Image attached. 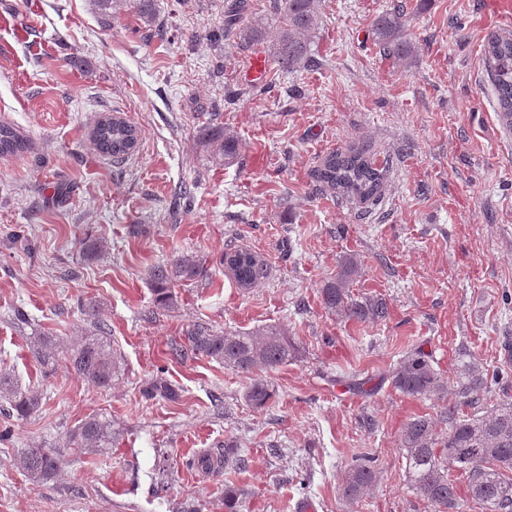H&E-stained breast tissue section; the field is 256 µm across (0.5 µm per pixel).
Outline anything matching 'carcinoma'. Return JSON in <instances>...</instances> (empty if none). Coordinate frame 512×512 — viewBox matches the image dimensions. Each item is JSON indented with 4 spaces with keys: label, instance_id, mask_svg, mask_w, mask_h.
Masks as SVG:
<instances>
[{
    "label": "carcinoma",
    "instance_id": "cac0c4a2",
    "mask_svg": "<svg viewBox=\"0 0 512 512\" xmlns=\"http://www.w3.org/2000/svg\"><path fill=\"white\" fill-rule=\"evenodd\" d=\"M154 0H132L140 20L149 25L155 19ZM246 5L224 14V30L235 31L244 45L264 44L280 70L294 73L313 63L310 36L318 27L320 0H282L275 21L245 16ZM374 40L383 53L398 64L409 67L416 47L408 39L403 10L393 8L379 14L372 26ZM485 58L497 102V111L512 115V31L493 32L486 41ZM96 148L116 160L130 155L138 142V131L124 118L104 117L92 131ZM204 142L224 157V164L238 162L241 146L238 137L224 127L204 133ZM27 149L19 130L0 124V156L15 155ZM386 169L376 164L367 144L348 152L330 153L314 171L315 190H335L374 201L381 192ZM222 265L242 288H250L265 278L267 265L252 252L231 248L224 252ZM204 270L193 255H177L150 272L155 301L162 308L175 307L172 291L177 282L193 280ZM361 274V261L344 256L336 276L319 288L323 309L337 319L349 322H378L388 317L386 302L374 296L356 298L350 284ZM84 312L92 330L79 343L67 347L65 361L78 377L105 391L123 371V359L112 347L108 328L100 322L97 304L89 300ZM187 349L196 356L224 365L237 373L252 375L288 364L296 357L297 346L288 330L267 325L248 331L217 332L195 327L186 332ZM57 340L43 334L31 345L36 360L43 366L54 360ZM489 373L469 353L459 354L453 385L433 367L422 350L407 353L391 371L393 388L416 400L440 401L436 416L420 415L408 420L400 434V449L406 460V479L431 512L455 509L465 512L472 501L486 512H512V403H498L473 412L488 388ZM273 397V388L257 378L245 393V400L261 410ZM0 400L9 404L6 412L27 417L37 410L40 395L18 390L11 378L0 374ZM69 442L88 454H102L118 442L112 419L92 414L81 420ZM21 471L34 485L51 481L59 470L58 458L45 448H29L19 460ZM466 475L467 494L460 498L450 469ZM378 472L372 461L350 467L342 481L343 496L360 502L373 492Z\"/></svg>",
    "mask_w": 512,
    "mask_h": 512
}]
</instances>
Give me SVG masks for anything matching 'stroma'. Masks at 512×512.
<instances>
[{"instance_id": "obj_1", "label": "stroma", "mask_w": 512, "mask_h": 512, "mask_svg": "<svg viewBox=\"0 0 512 512\" xmlns=\"http://www.w3.org/2000/svg\"><path fill=\"white\" fill-rule=\"evenodd\" d=\"M235 0H155L145 26L128 0H0V122L29 141L0 156V372L41 396L0 441V512H430L409 487L403 425L436 414L406 397L390 373L421 347L445 378L460 349L503 372L481 402L512 401V135L497 120L484 55L499 30L498 0H322L311 67L270 65L260 86L239 74L254 53L225 34ZM403 6L414 63L398 67L372 37L375 18ZM139 131L116 161L91 134L103 116ZM220 125L238 136L241 164L202 139ZM371 144L389 160L369 211L352 197L313 192L327 155ZM101 248L86 257V240ZM259 255L265 279L249 289L225 275L227 246ZM356 254L351 290L386 300L385 321L341 322L318 290ZM177 254L204 271L178 283L175 311L156 309L150 267ZM96 300L124 372L100 391L64 361L45 368L30 340L64 344L90 324ZM25 321H18L16 310ZM284 325L297 359L265 378L275 396L247 406L253 378L172 349L186 331ZM162 381L177 400L148 395ZM120 431L103 455L70 448L86 416ZM233 444L237 469L188 468ZM46 448L60 474L32 485L18 467ZM379 470L370 497L340 491L362 456Z\"/></svg>"}]
</instances>
